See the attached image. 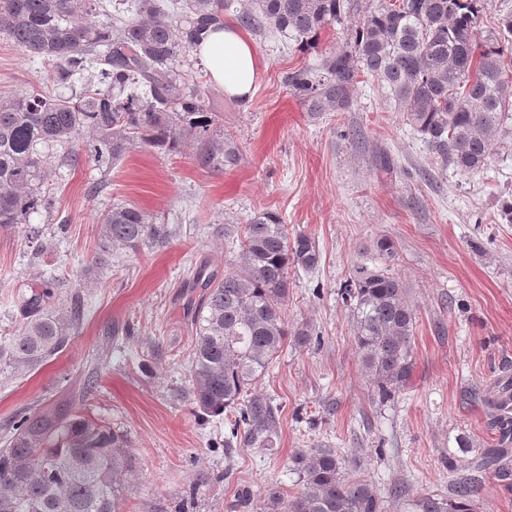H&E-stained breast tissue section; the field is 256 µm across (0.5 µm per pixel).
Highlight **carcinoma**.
<instances>
[{"label": "carcinoma", "mask_w": 512, "mask_h": 512, "mask_svg": "<svg viewBox=\"0 0 512 512\" xmlns=\"http://www.w3.org/2000/svg\"><path fill=\"white\" fill-rule=\"evenodd\" d=\"M480 0H248L238 21L254 33L276 32L315 47L322 30L346 26L345 47L312 69L286 76L306 110L346 112L357 77L375 78L385 96L433 153L467 173L484 170L502 129L512 119L505 57L512 14L476 37ZM224 26V0H0V33L45 68L47 80L68 96L22 91L0 100V227L25 224L54 209L45 189L50 150L83 151L98 169L111 168L138 142L177 153L185 141L198 161L222 169L239 160L231 139L213 137L218 116L208 90L183 70L185 54L207 33ZM172 230L139 207L115 204L101 227L97 264L109 265L117 248H153ZM224 262V278L202 267L193 276L204 288L196 307L187 394L196 411L224 417V445L272 447L278 409L254 390L292 335L284 316L290 265L314 269L315 239L288 237L273 212L254 215ZM410 291L398 277L365 265L354 269L341 296L350 310L354 340L375 393L390 399L411 378L416 315ZM19 334L0 341V374L20 375L61 353L82 323L80 299L50 304L33 291L19 306ZM297 340L306 341L302 330ZM96 385L90 379L75 402L52 412L14 414L0 445V512H122L132 460L122 436L80 416L76 403ZM505 451L487 465L512 486ZM303 490L287 499L269 494V512H381L364 479L345 473L330 450L308 448L292 460ZM477 481L462 478L451 495L424 494L406 512H477Z\"/></svg>", "instance_id": "obj_1"}]
</instances>
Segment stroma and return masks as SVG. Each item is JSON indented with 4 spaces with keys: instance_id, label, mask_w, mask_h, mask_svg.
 <instances>
[{
    "instance_id": "35a3bbf8",
    "label": "stroma",
    "mask_w": 512,
    "mask_h": 512,
    "mask_svg": "<svg viewBox=\"0 0 512 512\" xmlns=\"http://www.w3.org/2000/svg\"><path fill=\"white\" fill-rule=\"evenodd\" d=\"M260 76L249 100L225 96L195 54V82L222 114L219 131L241 150L237 165H197L192 146L173 155L135 146L109 172L103 195L89 188L99 172L80 158L50 164L54 212L0 228V334L19 332L18 303L33 283L53 302L80 295L86 316L64 351L38 370L0 375V430L21 408L42 412L69 402L89 371L98 384L79 404L91 421L129 441L134 477L124 512H232L243 491L246 512H267L268 493L302 490L296 452L326 448L348 474L366 479L382 512H404L424 493L449 495L453 479H479L480 512H512V488L480 470L501 441L493 424L498 381L512 376V137L496 144L485 171L465 173L434 155L376 80L360 75L347 112L311 117L287 86L288 73L315 67L343 47L340 26L305 50L275 33L253 36ZM50 90L39 65L0 36V96ZM131 202L171 225L157 249H118L109 270L92 261L103 211ZM261 211L278 213L289 236L315 238L314 270L289 269V338L256 388L280 408L268 450L224 447V423L195 412L186 394L203 291L196 267L223 276L231 236ZM69 230L58 237L59 218ZM228 236L217 235L215 225ZM39 227L45 244L28 242ZM387 237L391 273L410 290L416 313L413 377L380 401L354 344L341 289L354 267L373 265ZM57 280L45 281L47 268ZM400 495H393V488Z\"/></svg>"
}]
</instances>
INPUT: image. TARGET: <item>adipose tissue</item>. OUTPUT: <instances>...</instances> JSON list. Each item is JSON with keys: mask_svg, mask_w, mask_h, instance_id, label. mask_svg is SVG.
I'll use <instances>...</instances> for the list:
<instances>
[{"mask_svg": "<svg viewBox=\"0 0 512 512\" xmlns=\"http://www.w3.org/2000/svg\"><path fill=\"white\" fill-rule=\"evenodd\" d=\"M213 83L225 94L249 99L259 75V62L252 41L231 25L208 33L195 48Z\"/></svg>", "mask_w": 512, "mask_h": 512, "instance_id": "obj_1", "label": "adipose tissue"}]
</instances>
